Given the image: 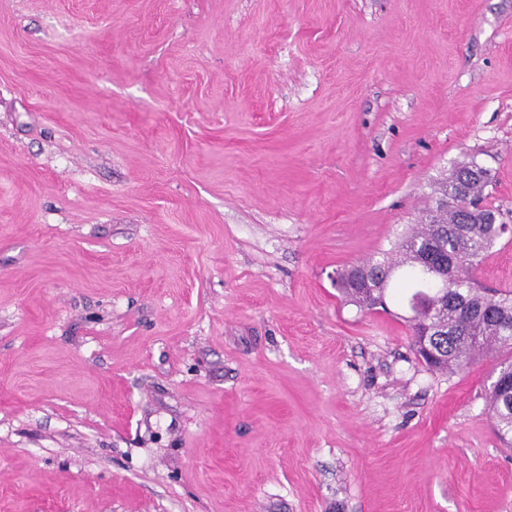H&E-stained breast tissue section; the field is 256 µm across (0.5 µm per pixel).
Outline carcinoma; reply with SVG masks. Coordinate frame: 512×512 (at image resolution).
<instances>
[{"instance_id": "1", "label": "carcinoma", "mask_w": 512, "mask_h": 512, "mask_svg": "<svg viewBox=\"0 0 512 512\" xmlns=\"http://www.w3.org/2000/svg\"><path fill=\"white\" fill-rule=\"evenodd\" d=\"M453 171L456 178L442 182L440 197L425 224L398 238L379 256L336 273V288L346 300L371 309L372 299L383 298L390 281L370 294L356 287L360 275L372 279L384 271L390 275L402 272L398 296L413 312L414 346H419L427 330L435 329L428 337L434 357L425 359L427 365L460 370L480 356L497 358L488 399L497 432L505 439L512 435V397L503 394L499 385L512 380V356L504 355L512 349V294L490 297L472 275L505 231L503 224L489 220L501 213L482 205L491 183L490 171L473 160L456 165ZM423 261L447 278V289L429 287Z\"/></svg>"}]
</instances>
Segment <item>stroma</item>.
Here are the masks:
<instances>
[{"instance_id": "stroma-1", "label": "stroma", "mask_w": 512, "mask_h": 512, "mask_svg": "<svg viewBox=\"0 0 512 512\" xmlns=\"http://www.w3.org/2000/svg\"><path fill=\"white\" fill-rule=\"evenodd\" d=\"M470 159L512 225V0H0V512H512L491 359L333 283Z\"/></svg>"}]
</instances>
